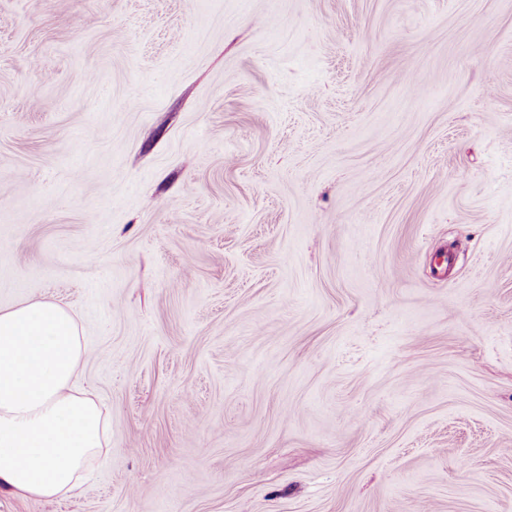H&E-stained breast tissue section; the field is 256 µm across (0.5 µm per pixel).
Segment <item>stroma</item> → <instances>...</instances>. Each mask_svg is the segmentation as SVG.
<instances>
[{
  "label": "stroma",
  "instance_id": "stroma-1",
  "mask_svg": "<svg viewBox=\"0 0 512 512\" xmlns=\"http://www.w3.org/2000/svg\"><path fill=\"white\" fill-rule=\"evenodd\" d=\"M111 447L0 512H512V0H0V307Z\"/></svg>",
  "mask_w": 512,
  "mask_h": 512
}]
</instances>
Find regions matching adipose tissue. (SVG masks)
I'll return each instance as SVG.
<instances>
[{
  "instance_id": "obj_1",
  "label": "adipose tissue",
  "mask_w": 512,
  "mask_h": 512,
  "mask_svg": "<svg viewBox=\"0 0 512 512\" xmlns=\"http://www.w3.org/2000/svg\"><path fill=\"white\" fill-rule=\"evenodd\" d=\"M87 357L75 310H0V484L14 495L72 497L109 447L111 414L81 383Z\"/></svg>"
}]
</instances>
